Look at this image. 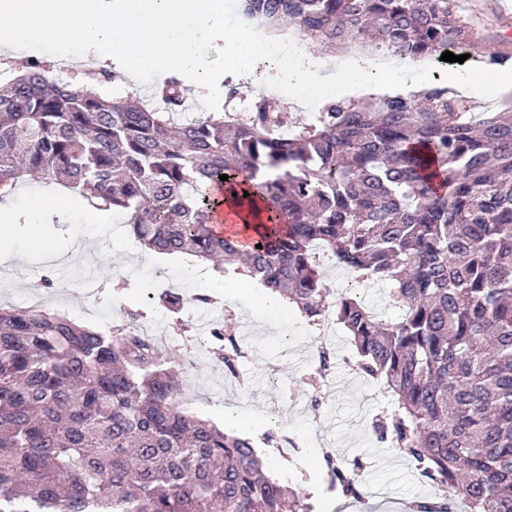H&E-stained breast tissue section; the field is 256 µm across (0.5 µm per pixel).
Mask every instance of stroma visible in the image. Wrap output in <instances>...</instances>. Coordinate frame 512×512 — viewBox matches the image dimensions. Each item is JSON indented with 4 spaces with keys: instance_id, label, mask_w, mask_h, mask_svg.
<instances>
[{
    "instance_id": "1",
    "label": "stroma",
    "mask_w": 512,
    "mask_h": 512,
    "mask_svg": "<svg viewBox=\"0 0 512 512\" xmlns=\"http://www.w3.org/2000/svg\"><path fill=\"white\" fill-rule=\"evenodd\" d=\"M457 9L470 22L479 46L512 52V11L503 10L501 0H457ZM111 217V222H100L98 212L77 195L72 198L69 220H60L49 208L40 211L36 220L39 245H32L24 231L0 244V303L11 306L18 296L26 295L53 310H81L82 320L92 325L104 319L117 320L123 308L140 303L150 309L149 323H160L162 330L168 331L177 322L164 316L153 297L168 290L181 272L193 269L192 281H180L182 295L215 296V304L208 309L211 318L232 315L244 325L249 339L239 360L241 375L248 382L241 401L224 394L208 356L202 354L190 369L196 382L190 410L219 426L228 411L244 417L276 412V424H265L253 437L259 449L266 448L264 436L269 432L303 436L321 430L338 459L365 461L366 483L383 492L382 497L366 502L346 501L341 512H402L403 503L431 495V486L417 479L412 462L372 432V419L389 407L390 400L374 381L352 372L350 363L357 353L344 329H337L332 338L335 385L319 418H312L298 406L312 393L317 376L311 365L315 350L307 321L296 313L288 316L262 307L265 288H243L238 278L224 276L191 256L129 249L131 235L125 214L115 211ZM322 272L331 286V296L351 287L376 309L389 307V284L356 281L332 263ZM48 274L55 279L50 289L43 285ZM271 470L280 482L313 492L317 512H329L335 504V496L324 492V472L316 448H301L291 461L274 458Z\"/></svg>"
}]
</instances>
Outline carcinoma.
<instances>
[{"instance_id":"carcinoma-1","label":"carcinoma","mask_w":512,"mask_h":512,"mask_svg":"<svg viewBox=\"0 0 512 512\" xmlns=\"http://www.w3.org/2000/svg\"><path fill=\"white\" fill-rule=\"evenodd\" d=\"M243 14L341 50L420 58L465 46L489 67L512 55L474 46L453 0H241ZM117 73L82 84L30 59L0 81V197L27 175L96 209H119L157 254L224 265L294 304L332 311L395 409L373 432L437 486L408 512H512V113L474 120L446 86L323 101L315 122L256 101L183 117L110 97ZM226 174L228 180L219 176ZM223 186L269 221L240 247L210 229ZM262 248H256V245ZM356 279L389 283L399 315L348 295L331 302L315 250ZM170 289L165 308L208 303ZM124 312L105 333L43 306L0 305V512H315L311 493L262 473L252 439L179 400L180 366ZM336 491L357 478L327 464Z\"/></svg>"}]
</instances>
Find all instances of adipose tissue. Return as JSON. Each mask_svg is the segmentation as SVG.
<instances>
[{"label":"adipose tissue","instance_id":"1","mask_svg":"<svg viewBox=\"0 0 512 512\" xmlns=\"http://www.w3.org/2000/svg\"><path fill=\"white\" fill-rule=\"evenodd\" d=\"M205 39L223 41L228 66L274 69L276 76L263 91L276 101L287 94L296 100L338 94L358 99L386 84L411 88L426 66L405 59L372 60L361 67L317 51L296 58L286 44L261 43L235 28L224 0H0L1 55L17 56L32 42L67 43L73 47L70 64L117 71L130 90L149 78L185 75L202 98H210V68L199 50ZM448 84L475 97L490 90L506 95L512 93V70L456 72Z\"/></svg>","mask_w":512,"mask_h":512}]
</instances>
